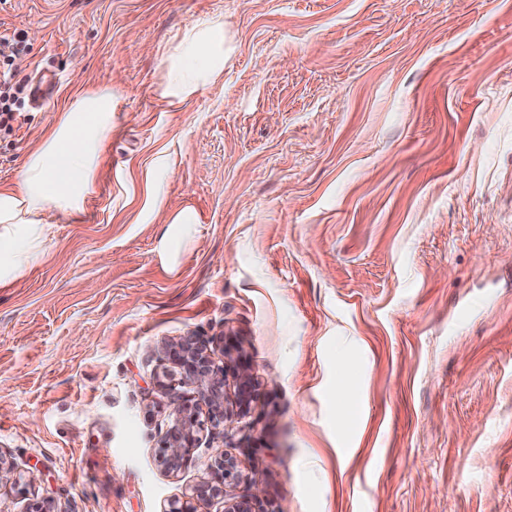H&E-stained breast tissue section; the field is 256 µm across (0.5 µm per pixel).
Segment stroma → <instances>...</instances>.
<instances>
[{
    "mask_svg": "<svg viewBox=\"0 0 512 512\" xmlns=\"http://www.w3.org/2000/svg\"><path fill=\"white\" fill-rule=\"evenodd\" d=\"M209 14L234 52L169 105ZM15 29L19 78L53 84L0 132V186L83 91L113 128L0 287V512H166L224 452L255 512H512V0H0ZM186 336L252 398L171 471ZM224 17L206 15L186 29L165 56V84L162 96L177 106L199 89L224 74L228 49L224 50ZM168 228L160 240V251L170 254L180 247L182 236L187 232L190 224H196V215L191 209H183L174 213L169 219ZM238 385L236 405L242 412L249 403V390L252 383L251 366L245 360H237L230 368Z\"/></svg>",
    "mask_w": 512,
    "mask_h": 512,
    "instance_id": "stroma-1",
    "label": "stroma"
}]
</instances>
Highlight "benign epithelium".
<instances>
[{"label":"benign epithelium","mask_w":512,"mask_h":512,"mask_svg":"<svg viewBox=\"0 0 512 512\" xmlns=\"http://www.w3.org/2000/svg\"><path fill=\"white\" fill-rule=\"evenodd\" d=\"M168 358L182 370L181 383L193 386V392H181L173 386L167 387V407L171 424L159 447L157 457L169 470H174L187 459L192 449L199 447L200 434L207 428L217 429L230 417L224 406V381L226 370H217L212 365L207 347L196 337L187 336L166 345ZM238 385L236 405L244 410L249 403L252 383L251 366L245 360H237L231 367ZM208 406L206 419H201L198 401ZM240 482L236 460L226 454L208 465V478L197 486L195 497L200 501L220 498L224 501V512H254L253 502L262 494L256 482L250 483L246 493L239 496L229 494L226 487Z\"/></svg>","instance_id":"benign-epithelium-1"}]
</instances>
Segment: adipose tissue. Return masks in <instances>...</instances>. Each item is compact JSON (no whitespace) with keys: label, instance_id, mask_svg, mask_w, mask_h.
Instances as JSON below:
<instances>
[{"label":"adipose tissue","instance_id":"ef3b65f1","mask_svg":"<svg viewBox=\"0 0 512 512\" xmlns=\"http://www.w3.org/2000/svg\"><path fill=\"white\" fill-rule=\"evenodd\" d=\"M224 18H199L165 57L162 95L176 106L224 72ZM112 134V90L76 96L49 125L41 144L18 169L16 183L0 188V284L16 279L35 259L49 219L82 210L99 157Z\"/></svg>","mask_w":512,"mask_h":512}]
</instances>
